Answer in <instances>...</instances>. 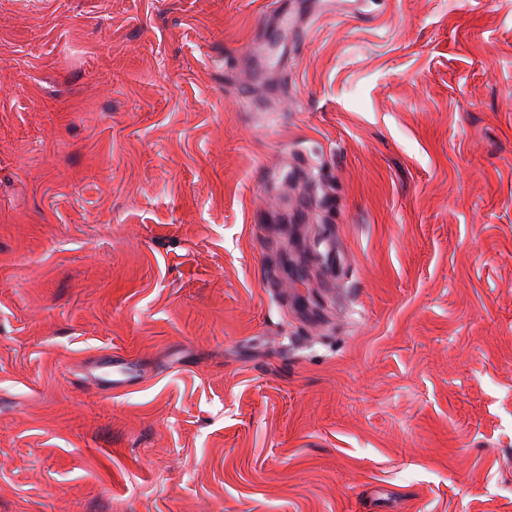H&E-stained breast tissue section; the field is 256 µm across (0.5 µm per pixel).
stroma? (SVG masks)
Instances as JSON below:
<instances>
[{
  "instance_id": "obj_1",
  "label": "stroma",
  "mask_w": 512,
  "mask_h": 512,
  "mask_svg": "<svg viewBox=\"0 0 512 512\" xmlns=\"http://www.w3.org/2000/svg\"><path fill=\"white\" fill-rule=\"evenodd\" d=\"M290 2L0 0V512H512V0ZM124 363L121 362L118 357L112 358V376L104 373L101 375L95 376V381L97 384L106 389H112L115 387H131L136 385L135 376L126 371L124 368ZM114 367H118L114 369Z\"/></svg>"
}]
</instances>
